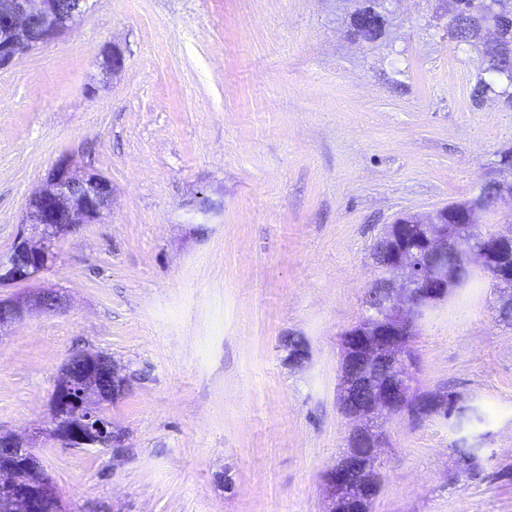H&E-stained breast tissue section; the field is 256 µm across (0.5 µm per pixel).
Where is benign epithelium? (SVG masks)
<instances>
[{"label":"benign epithelium","instance_id":"benign-epithelium-1","mask_svg":"<svg viewBox=\"0 0 512 512\" xmlns=\"http://www.w3.org/2000/svg\"><path fill=\"white\" fill-rule=\"evenodd\" d=\"M91 0H78L66 9L59 0H11L0 12V68L11 65L29 51L67 33L90 8ZM112 206V182L79 164L70 156L60 158L41 187L29 196L21 217L15 248L0 256V288L38 279L46 270L47 247L58 236L85 224L102 223ZM438 209L425 216H411L397 224H416L421 230L415 244L402 233L379 242L383 289L367 296L370 315L349 328L344 342L338 403L353 422L349 446L325 475V512H362V504L379 490L376 468L381 448L387 444L382 420L405 415L413 423L445 415V391H423L415 382V361L409 345L417 324L448 294V267L441 259L453 254L462 271H481L493 281L512 277L503 265L502 251L512 242V226L485 235L482 257L477 258L461 237L448 234ZM65 307L64 297L53 288L0 299V335L23 318ZM89 351L72 354L62 365L50 397L51 410H67L66 421L43 430L35 427L26 436L0 434V509L3 512H67L65 504L42 478L32 452L39 441L50 439L65 448L126 447V433L112 422L105 406L121 399L132 377L124 365L107 355H97L98 365L85 369Z\"/></svg>","mask_w":512,"mask_h":512}]
</instances>
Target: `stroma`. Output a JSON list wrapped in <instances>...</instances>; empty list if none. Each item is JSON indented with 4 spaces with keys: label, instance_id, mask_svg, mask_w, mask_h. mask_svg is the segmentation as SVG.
Segmentation results:
<instances>
[{
    "label": "stroma",
    "instance_id": "1",
    "mask_svg": "<svg viewBox=\"0 0 512 512\" xmlns=\"http://www.w3.org/2000/svg\"><path fill=\"white\" fill-rule=\"evenodd\" d=\"M438 5L392 0L368 43L349 34L355 0H94L0 68V255L59 158L112 182L110 213L57 239L39 280L66 308L0 336V433L48 426L73 353L141 375L106 408L121 455L36 448L69 512H324L352 427L339 337L365 314L377 243L475 197L512 147V107L475 98L485 58ZM498 299L480 277L412 341L420 389L479 408L481 473L442 418H387L372 512H512ZM285 336L307 339L303 365Z\"/></svg>",
    "mask_w": 512,
    "mask_h": 512
}]
</instances>
